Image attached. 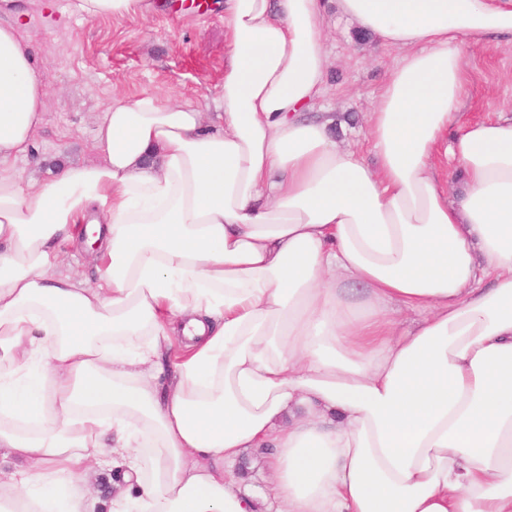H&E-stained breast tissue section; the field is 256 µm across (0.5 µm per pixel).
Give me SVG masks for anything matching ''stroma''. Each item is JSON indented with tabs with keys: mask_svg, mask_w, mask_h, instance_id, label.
Instances as JSON below:
<instances>
[{
	"mask_svg": "<svg viewBox=\"0 0 512 512\" xmlns=\"http://www.w3.org/2000/svg\"><path fill=\"white\" fill-rule=\"evenodd\" d=\"M71 0H28L20 33L35 51L50 86L47 122L31 153L14 167L47 180L53 160L93 158V135L105 103L117 96L152 94L202 112L217 111L224 82V0L201 11L190 0H155L148 16L86 19ZM349 22L334 16L326 42L331 64L325 101L349 119L343 139L365 145L366 114L391 63L392 49L360 41ZM465 110L489 120L512 109V41L494 39L465 49Z\"/></svg>",
	"mask_w": 512,
	"mask_h": 512,
	"instance_id": "stroma-1",
	"label": "stroma"
}]
</instances>
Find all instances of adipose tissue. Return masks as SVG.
Masks as SVG:
<instances>
[{"mask_svg":"<svg viewBox=\"0 0 512 512\" xmlns=\"http://www.w3.org/2000/svg\"><path fill=\"white\" fill-rule=\"evenodd\" d=\"M396 50L369 151L321 108L329 8ZM0 20V512H512V115L463 118L462 48L512 0H224L222 110L112 100L94 160L14 161L48 82ZM85 224L100 269L50 271ZM180 339L185 354L166 366ZM42 372L24 384L31 366ZM263 452L250 448L246 451L244 466L245 481L241 487L247 492L258 494L262 491L269 493L271 486V474L264 466Z\"/></svg>","mask_w":512,"mask_h":512,"instance_id":"obj_1","label":"adipose tissue"}]
</instances>
